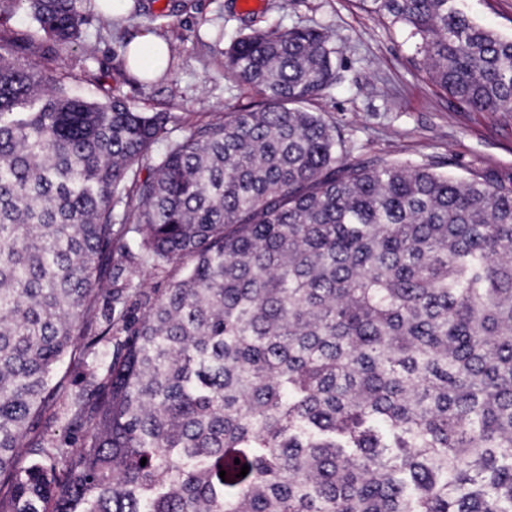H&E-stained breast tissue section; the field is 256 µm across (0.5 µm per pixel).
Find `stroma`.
<instances>
[{
	"instance_id": "obj_1",
	"label": "stroma",
	"mask_w": 512,
	"mask_h": 512,
	"mask_svg": "<svg viewBox=\"0 0 512 512\" xmlns=\"http://www.w3.org/2000/svg\"><path fill=\"white\" fill-rule=\"evenodd\" d=\"M141 15L103 29L93 21L81 42L40 63L46 84L76 74L73 90L102 100L114 95L143 112H171L193 122L258 104L256 93L224 73V52L241 34L270 26H310L336 50V82L311 104L350 139L352 161L378 157L441 162L444 171L512 187V112L460 108L426 78L413 38L356 0H139ZM152 27L173 58L165 75L147 80L124 64L127 39ZM94 57L93 80L80 79Z\"/></svg>"
}]
</instances>
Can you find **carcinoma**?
I'll list each match as a JSON object with an SVG mask.
<instances>
[{
    "mask_svg": "<svg viewBox=\"0 0 512 512\" xmlns=\"http://www.w3.org/2000/svg\"><path fill=\"white\" fill-rule=\"evenodd\" d=\"M87 2L0 0V512H512V189L349 160L314 28L236 40L261 101L187 127L49 87ZM358 4L512 112V36Z\"/></svg>",
    "mask_w": 512,
    "mask_h": 512,
    "instance_id": "1",
    "label": "carcinoma"
}]
</instances>
